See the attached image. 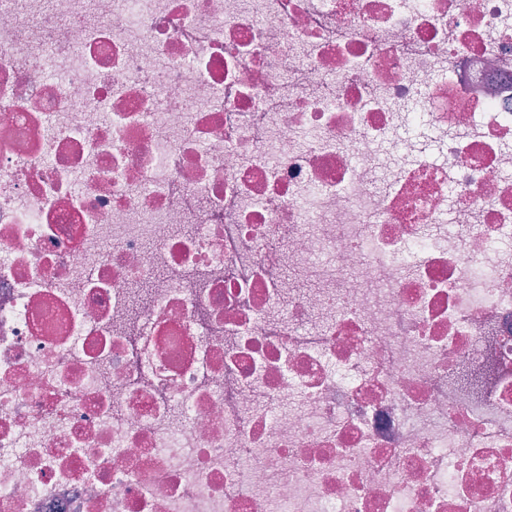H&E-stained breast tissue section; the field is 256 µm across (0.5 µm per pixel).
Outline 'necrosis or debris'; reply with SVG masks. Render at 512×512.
<instances>
[{"label":"necrosis or debris","instance_id":"4bbe7bcc","mask_svg":"<svg viewBox=\"0 0 512 512\" xmlns=\"http://www.w3.org/2000/svg\"><path fill=\"white\" fill-rule=\"evenodd\" d=\"M0 512H512V0H0Z\"/></svg>","mask_w":512,"mask_h":512}]
</instances>
